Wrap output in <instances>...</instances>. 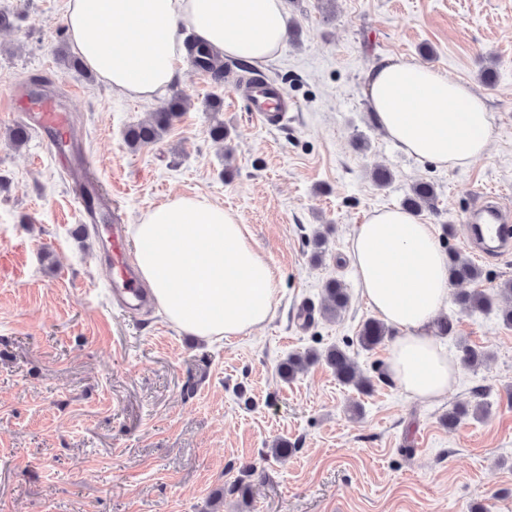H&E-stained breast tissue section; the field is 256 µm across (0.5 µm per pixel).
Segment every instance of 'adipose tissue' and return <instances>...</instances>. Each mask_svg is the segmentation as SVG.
<instances>
[{
	"instance_id": "adipose-tissue-1",
	"label": "adipose tissue",
	"mask_w": 512,
	"mask_h": 512,
	"mask_svg": "<svg viewBox=\"0 0 512 512\" xmlns=\"http://www.w3.org/2000/svg\"><path fill=\"white\" fill-rule=\"evenodd\" d=\"M68 33L114 91L150 100L177 76L186 33L222 57L276 58L289 32L283 0H66ZM379 128L404 153L464 168L487 153L494 115L466 83L419 63L384 60L367 73ZM140 274L158 308L202 338L246 334L272 318L281 279L236 213L197 193L150 208L132 227ZM351 259L363 297L397 339L389 373L408 396L434 401L459 366L432 335L448 310V254L433 225L398 207L357 225Z\"/></svg>"
}]
</instances>
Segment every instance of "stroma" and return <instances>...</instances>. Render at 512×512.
Segmentation results:
<instances>
[{
	"label": "stroma",
	"mask_w": 512,
	"mask_h": 512,
	"mask_svg": "<svg viewBox=\"0 0 512 512\" xmlns=\"http://www.w3.org/2000/svg\"><path fill=\"white\" fill-rule=\"evenodd\" d=\"M290 36L254 74L285 88L287 120L257 123L225 81L183 64L172 87L191 107L157 143L128 129L163 99L119 95L70 67L64 0H0V512H512V327L449 306L457 333L491 354L460 368L448 396L403 394L388 344L361 349L375 312L350 263L354 229L401 205L413 184L437 200L419 220L465 252L464 216L495 193L512 210V0H283ZM424 63L472 84L495 116L491 150L441 169L398 150L374 124L365 75L384 59ZM40 79L37 97L67 110L101 193L126 224L175 195L234 210L277 268L274 316L247 335L202 342L151 307L114 308L105 240L83 225L38 135L7 141L18 117L6 87ZM223 122L217 142L211 125ZM393 174L387 186L375 167ZM326 232L312 261L313 232ZM342 316L303 325L331 279ZM348 345L369 391L318 363L284 379L294 353ZM484 419L450 428L456 404ZM293 452L278 459L276 439Z\"/></svg>",
	"instance_id": "obj_1"
}]
</instances>
